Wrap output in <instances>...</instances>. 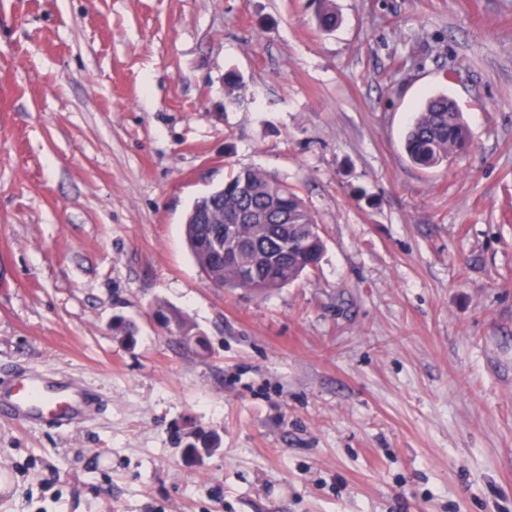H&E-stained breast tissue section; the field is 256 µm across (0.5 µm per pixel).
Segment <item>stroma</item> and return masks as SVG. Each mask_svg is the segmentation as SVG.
<instances>
[{"label":"stroma","mask_w":512,"mask_h":512,"mask_svg":"<svg viewBox=\"0 0 512 512\" xmlns=\"http://www.w3.org/2000/svg\"><path fill=\"white\" fill-rule=\"evenodd\" d=\"M335 6L325 33L318 0H0V382L103 397L0 419V512H512V0ZM438 93L471 142L425 170ZM250 167L325 242L264 296L184 236ZM470 133L457 104L448 95L427 100L416 113L405 137L409 160L422 169H432L464 149ZM100 407L91 389L40 371H26L14 382L0 385V417L21 425L75 427L90 421Z\"/></svg>","instance_id":"stroma-1"}]
</instances>
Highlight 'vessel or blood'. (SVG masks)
<instances>
[{
  "mask_svg": "<svg viewBox=\"0 0 512 512\" xmlns=\"http://www.w3.org/2000/svg\"><path fill=\"white\" fill-rule=\"evenodd\" d=\"M101 402L86 387L27 371L0 385V417L21 425L49 423L60 428L90 421Z\"/></svg>",
  "mask_w": 512,
  "mask_h": 512,
  "instance_id": "obj_1",
  "label": "vessel or blood"
}]
</instances>
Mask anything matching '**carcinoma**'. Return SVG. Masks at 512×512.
<instances>
[{
  "instance_id": "cac0c4a2",
  "label": "carcinoma",
  "mask_w": 512,
  "mask_h": 512,
  "mask_svg": "<svg viewBox=\"0 0 512 512\" xmlns=\"http://www.w3.org/2000/svg\"><path fill=\"white\" fill-rule=\"evenodd\" d=\"M318 26L329 32L338 23L333 0H319ZM470 133L457 104L447 95L427 100L405 137L409 160L432 169L464 149ZM244 209L267 214L263 224H240ZM189 249L217 288L244 289L261 295L296 280L319 262L324 240L298 192L260 169L243 168L194 201L186 217ZM155 316L193 340L186 321L160 305Z\"/></svg>"
}]
</instances>
